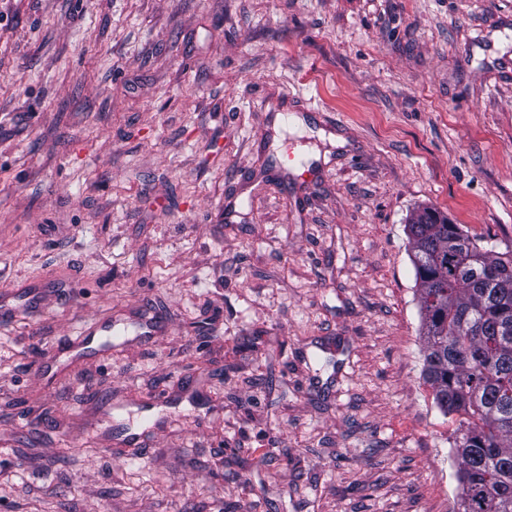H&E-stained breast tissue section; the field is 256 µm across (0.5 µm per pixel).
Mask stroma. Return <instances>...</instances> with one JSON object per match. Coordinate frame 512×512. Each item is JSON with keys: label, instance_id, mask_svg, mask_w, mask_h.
Here are the masks:
<instances>
[{"label": "stroma", "instance_id": "obj_1", "mask_svg": "<svg viewBox=\"0 0 512 512\" xmlns=\"http://www.w3.org/2000/svg\"><path fill=\"white\" fill-rule=\"evenodd\" d=\"M425 206L512 245V0H0V512H456Z\"/></svg>", "mask_w": 512, "mask_h": 512}]
</instances>
